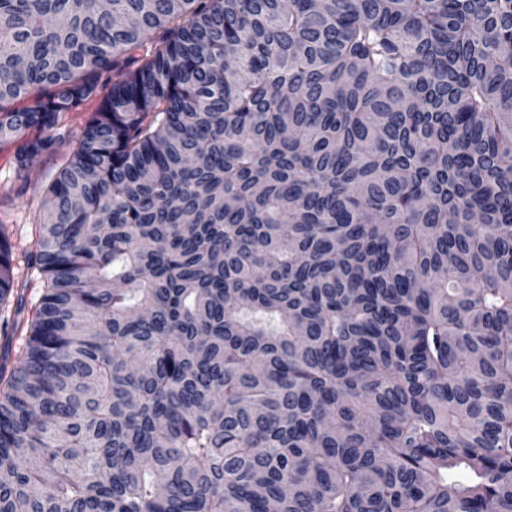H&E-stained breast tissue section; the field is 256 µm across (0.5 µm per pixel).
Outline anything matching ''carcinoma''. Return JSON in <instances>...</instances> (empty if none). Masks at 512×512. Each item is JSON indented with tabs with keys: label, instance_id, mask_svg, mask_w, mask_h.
Listing matches in <instances>:
<instances>
[{
	"label": "carcinoma",
	"instance_id": "carcinoma-1",
	"mask_svg": "<svg viewBox=\"0 0 512 512\" xmlns=\"http://www.w3.org/2000/svg\"><path fill=\"white\" fill-rule=\"evenodd\" d=\"M103 87L0 512H512V0H0L21 186Z\"/></svg>",
	"mask_w": 512,
	"mask_h": 512
}]
</instances>
